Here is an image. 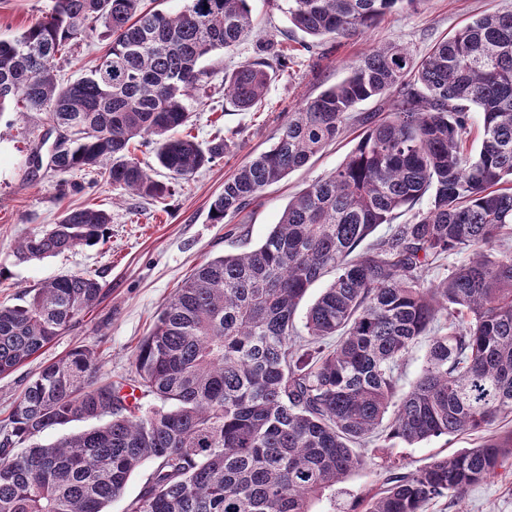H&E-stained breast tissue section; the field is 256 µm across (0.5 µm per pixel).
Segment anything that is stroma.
<instances>
[{"mask_svg": "<svg viewBox=\"0 0 512 512\" xmlns=\"http://www.w3.org/2000/svg\"><path fill=\"white\" fill-rule=\"evenodd\" d=\"M248 4L255 23L252 33L233 50L215 51L203 62L209 73L207 106L193 98L186 102L191 112L188 132L202 143L227 139L229 149L223 159L174 184L163 203L139 198L85 171L75 172L71 187L61 188L52 169H36L29 162L35 149H49L58 135L46 115L22 116L14 105L0 113V265L7 270L0 280V302L13 303L25 289L72 274L96 277L107 287L97 305L62 336L15 373L0 378V420L8 416L27 380L80 344H96L100 376L116 381L134 378L138 343L194 267L261 244L289 199L328 175L358 141V128L348 129L307 166L268 186L245 210L223 223H212L210 208L223 191L225 178L276 142L288 112L342 81L346 63L373 48L398 44L407 47L413 58H421L473 18L501 6L502 0H424L418 9H394L364 34L327 42L316 53L299 50L304 36L293 30L286 0H248ZM52 6L53 0H0V38L20 35ZM110 42L101 32L80 40L59 63L61 79L70 82L84 76ZM282 48L290 51L288 71L271 80L259 111L239 112L225 104V71L272 58ZM87 205L112 215L104 243L40 261L16 260L15 241L34 227L55 223L65 210ZM478 440L475 434L451 435L413 446L391 443L367 448L366 466L316 498L313 512H363L366 498L379 489L389 462L404 463L413 471L434 458L473 447ZM426 512H512V458L493 479L470 487L461 498L434 501Z\"/></svg>", "mask_w": 512, "mask_h": 512, "instance_id": "35a3bbf8", "label": "stroma"}]
</instances>
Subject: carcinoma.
I'll use <instances>...</instances> for the list:
<instances>
[{"mask_svg":"<svg viewBox=\"0 0 512 512\" xmlns=\"http://www.w3.org/2000/svg\"><path fill=\"white\" fill-rule=\"evenodd\" d=\"M423 2L288 0V20L312 38L301 44L310 49ZM99 25L112 36L106 54L59 84L56 61ZM253 28L247 0H184L173 14L144 0H54L49 16L0 39V112L21 102L69 132L52 159L57 174L94 171L158 201L224 158L226 140L180 134L185 100L202 87L203 59ZM276 68L288 69V52L224 73V100L253 109ZM347 71L224 180L210 219L240 213L357 125L354 149L288 202L260 245L193 269L137 346L132 382L98 380L97 350L84 344L26 383L0 422V512H107L146 462L152 473L128 512H311L313 498L366 465L357 447L477 433L512 414V5L480 15L418 62L390 44ZM370 99L388 103L383 117L355 113ZM473 107L483 123L475 153ZM135 142L155 145L168 182L141 167ZM402 209L411 220L393 223ZM111 222L104 209H69L26 233L14 255L27 262L95 246ZM381 224L388 233L358 250ZM451 252L468 261L427 278ZM328 276L299 330L301 301ZM105 292L93 276L70 275L1 303L0 377ZM423 337L426 362L401 394L400 363ZM90 420L101 424L38 443ZM508 456L512 430L413 472L393 464L364 512H424L491 478Z\"/></svg>","mask_w":512,"mask_h":512,"instance_id":"carcinoma-1","label":"carcinoma"}]
</instances>
